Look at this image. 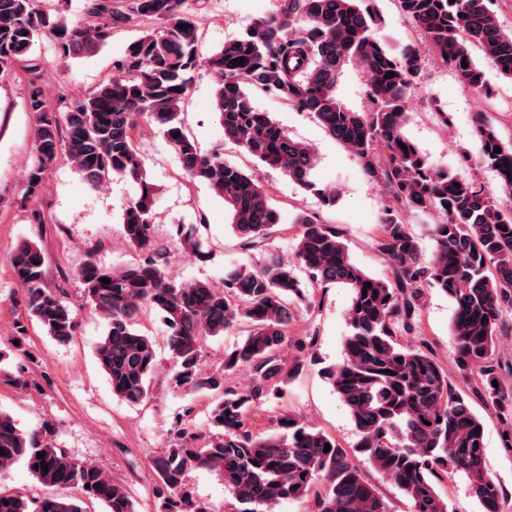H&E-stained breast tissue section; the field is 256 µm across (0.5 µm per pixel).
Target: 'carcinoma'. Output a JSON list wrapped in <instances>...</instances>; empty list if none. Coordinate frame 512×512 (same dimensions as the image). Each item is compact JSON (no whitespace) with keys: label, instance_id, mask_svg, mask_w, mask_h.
<instances>
[{"label":"carcinoma","instance_id":"obj_1","mask_svg":"<svg viewBox=\"0 0 512 512\" xmlns=\"http://www.w3.org/2000/svg\"><path fill=\"white\" fill-rule=\"evenodd\" d=\"M399 3L404 18L423 32L428 49L461 85L486 97L492 92L476 50L512 80V31L501 29L490 0ZM181 5L182 0H84L85 21L69 24L39 9L37 0H0V73L19 67L27 74L25 108L34 115L26 199L36 198L45 174L60 159L94 189L114 176L135 189L120 224L141 258L112 268L90 257L77 272L85 301L104 320L95 356L112 393L132 403L151 394L154 342L139 328V313L147 308L168 328V347L181 366L175 384L215 395L210 441L198 448L181 429L175 443L152 460L161 512H208L182 491L185 475L200 468L224 478L242 505L236 512H276L286 501H305L308 512H390L346 450L324 431L293 418L282 423L281 433L252 430L251 409L301 368L279 356L290 343L289 306L315 307L316 291L333 285L349 288L352 300L344 359L327 376L360 432L358 452L409 499L412 512H448L437 485L450 472L467 478L482 512H501L503 489L485 468L480 418L430 351L401 342L420 320L422 290L440 289L451 305L450 330L462 370L475 377L479 392L505 400L495 343L512 310V205L484 185L428 163L407 137V98L420 77L419 51L397 56L378 41L373 29L379 16L365 0H278L275 13L254 21L207 58L224 140L282 169L322 205L336 204V188L316 181L310 148L254 107L250 91L256 89L311 114L357 157L366 178L389 190L374 240L390 262L389 279L374 278L354 263L340 227L304 212L290 220L297 233L295 261L288 262L265 249L283 218L259 177L224 161L217 145L201 150L180 119L199 65L200 41L198 25L180 16ZM135 19L150 21L155 29L114 62L124 76L103 80L61 114L50 109L40 65L32 58L36 38L54 40L67 59L106 46L114 28ZM180 24L188 28L181 30ZM241 57L243 64L234 63ZM348 64L368 75L365 112L349 110L336 96L337 79ZM148 122L160 128L185 175L224 200L242 248L264 252L258 265L229 269L220 287L171 276L167 249L154 232L157 191L140 150L139 130ZM474 133L478 163L496 173L499 192L511 200L512 140L503 141L486 112L475 115ZM496 147L501 152H494ZM407 213L428 219L430 256L410 232ZM176 234L190 251L202 254L194 227L180 225ZM44 264L42 249L32 241L20 242L10 256L28 316L66 344L76 335L75 316L44 285ZM103 278L110 283H101ZM232 329L243 339L224 353V372H205L204 341ZM240 368L252 376L243 391L226 379ZM47 427L25 431L0 410V475L22 460L43 486L74 488L77 494L27 499L0 490V512H89L87 503H99L105 512H136L123 484L49 442ZM39 453L44 458H37ZM43 463L48 469L40 468Z\"/></svg>","mask_w":512,"mask_h":512}]
</instances>
